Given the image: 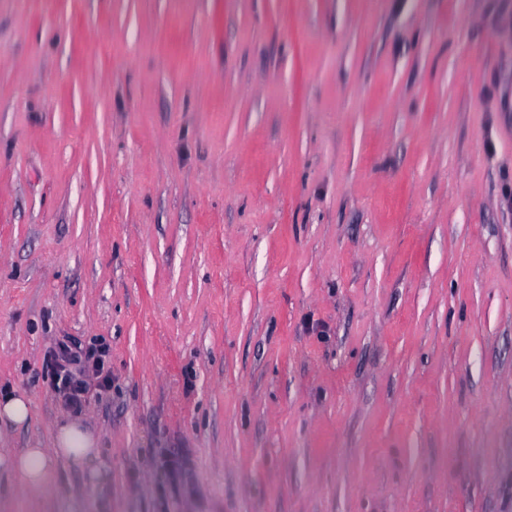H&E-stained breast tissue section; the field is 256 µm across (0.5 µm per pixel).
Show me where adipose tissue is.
Returning a JSON list of instances; mask_svg holds the SVG:
<instances>
[{
  "instance_id": "1",
  "label": "adipose tissue",
  "mask_w": 512,
  "mask_h": 512,
  "mask_svg": "<svg viewBox=\"0 0 512 512\" xmlns=\"http://www.w3.org/2000/svg\"><path fill=\"white\" fill-rule=\"evenodd\" d=\"M98 439L80 420L60 426L50 447L0 448V467L12 470L30 492L46 488L54 464L68 460L83 464L91 476H98L104 463L97 449Z\"/></svg>"
}]
</instances>
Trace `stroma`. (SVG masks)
<instances>
[{
    "instance_id": "35a3bbf8",
    "label": "stroma",
    "mask_w": 512,
    "mask_h": 512,
    "mask_svg": "<svg viewBox=\"0 0 512 512\" xmlns=\"http://www.w3.org/2000/svg\"><path fill=\"white\" fill-rule=\"evenodd\" d=\"M0 389V512H512V0H0ZM108 347L96 341L83 345L77 339L61 341L50 353L43 366L44 381L74 411L80 410L85 401L87 386L85 377L96 375L100 383L108 385L106 370ZM31 414V405L27 397L16 393L0 394V424L22 426ZM97 445L93 430L76 419L57 429L49 448H0V467L12 470L27 491L39 492L59 460L83 464L97 478L104 468Z\"/></svg>"
}]
</instances>
